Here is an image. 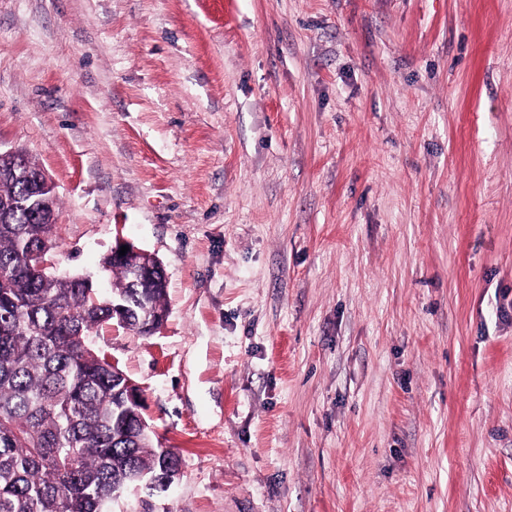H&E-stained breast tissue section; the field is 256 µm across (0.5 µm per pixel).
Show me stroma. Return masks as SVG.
<instances>
[{
	"label": "stroma",
	"instance_id": "obj_1",
	"mask_svg": "<svg viewBox=\"0 0 512 512\" xmlns=\"http://www.w3.org/2000/svg\"><path fill=\"white\" fill-rule=\"evenodd\" d=\"M0 148L164 266L166 512H512V0H0Z\"/></svg>",
	"mask_w": 512,
	"mask_h": 512
}]
</instances>
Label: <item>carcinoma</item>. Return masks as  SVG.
<instances>
[{
    "instance_id": "1",
    "label": "carcinoma",
    "mask_w": 512,
    "mask_h": 512,
    "mask_svg": "<svg viewBox=\"0 0 512 512\" xmlns=\"http://www.w3.org/2000/svg\"><path fill=\"white\" fill-rule=\"evenodd\" d=\"M28 191L0 171L1 197ZM57 204L0 216V512H110L133 474L181 472L121 391L133 380L91 346L94 331L118 322L114 295L148 306L122 326L153 334L167 318L166 285L131 287L110 254L115 280L104 291L40 266L33 253L51 242Z\"/></svg>"
}]
</instances>
